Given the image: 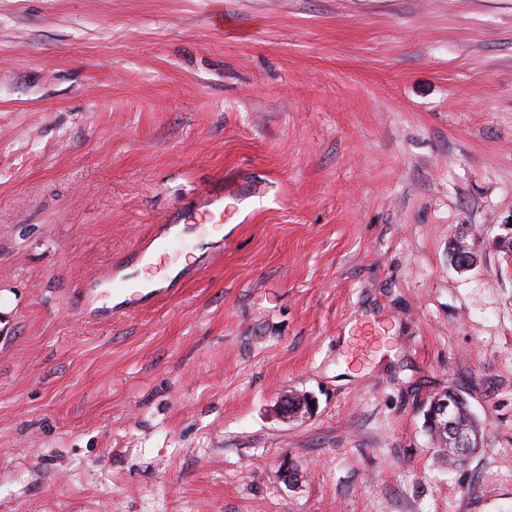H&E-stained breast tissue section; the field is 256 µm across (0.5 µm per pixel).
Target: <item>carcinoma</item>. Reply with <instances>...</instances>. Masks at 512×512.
<instances>
[{"label": "carcinoma", "instance_id": "1", "mask_svg": "<svg viewBox=\"0 0 512 512\" xmlns=\"http://www.w3.org/2000/svg\"><path fill=\"white\" fill-rule=\"evenodd\" d=\"M442 397L448 399V405L451 406V415L448 423L432 419L427 421L428 432L439 449V456L450 465L455 467L463 466L478 446L480 433L467 402L460 395L452 390L446 391ZM468 436L470 448L467 453L460 455L454 448L455 436L457 434Z\"/></svg>", "mask_w": 512, "mask_h": 512}]
</instances>
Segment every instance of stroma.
<instances>
[{"mask_svg":"<svg viewBox=\"0 0 512 512\" xmlns=\"http://www.w3.org/2000/svg\"><path fill=\"white\" fill-rule=\"evenodd\" d=\"M511 223L512 0H0V512H512ZM125 280L126 275L124 273H116V271L112 273L111 270V272H109V274L104 279L98 282L96 288L92 289L93 299L98 300V298H101L103 296L120 295ZM441 398H448L444 401L440 413L443 415L446 411V405L451 406V415L447 423H443L440 419L427 420L428 432L439 449V456L450 465L462 467L468 460L470 454L476 449L480 440L478 424L476 423L467 402L460 397L458 393L452 390L446 391L444 394L435 397L430 402V408H434L435 401ZM466 434L470 448H461L467 450L464 455L457 453L459 448H454L455 436L458 434ZM448 445L452 446L449 447Z\"/></svg>","mask_w":512,"mask_h":512,"instance_id":"obj_1","label":"stroma"}]
</instances>
